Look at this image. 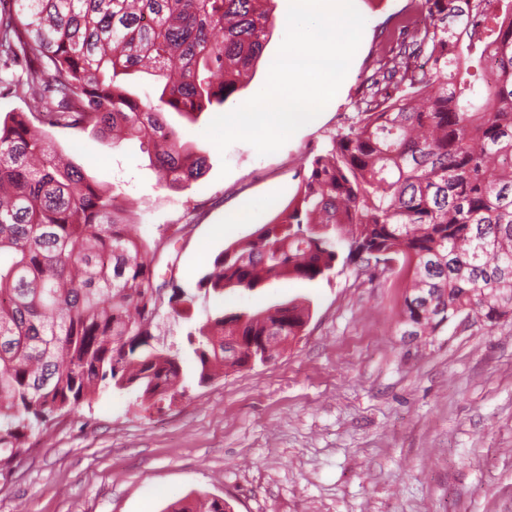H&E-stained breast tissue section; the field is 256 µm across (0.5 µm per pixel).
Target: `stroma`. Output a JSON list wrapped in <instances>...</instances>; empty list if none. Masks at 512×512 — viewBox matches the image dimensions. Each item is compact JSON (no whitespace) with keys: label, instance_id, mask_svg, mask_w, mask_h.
Masks as SVG:
<instances>
[{"label":"stroma","instance_id":"35a3bbf8","mask_svg":"<svg viewBox=\"0 0 512 512\" xmlns=\"http://www.w3.org/2000/svg\"><path fill=\"white\" fill-rule=\"evenodd\" d=\"M404 0H355L362 41L337 93L280 150L245 142L219 152L204 137L212 113L185 124L208 158L181 190L162 187L138 142L50 129L62 153L104 186L121 184L129 224L147 241H175L156 263L196 300L188 317L161 311L152 333L184 349L208 312L310 304L304 332L267 363L206 384L183 356L186 390L142 405L111 391L50 420L11 468L0 470V512H163L178 497L228 500L234 512H512V320L456 319L404 338L405 278H367L353 266L313 283L280 280L223 298L196 283L216 254L281 212L308 158L344 127L361 74ZM289 0H271L276 26L234 98L264 85L284 38ZM229 173H222V165ZM254 211L231 224L229 209Z\"/></svg>","mask_w":512,"mask_h":512}]
</instances>
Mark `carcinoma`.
Returning <instances> with one entry per match:
<instances>
[{
    "instance_id": "1",
    "label": "carcinoma",
    "mask_w": 512,
    "mask_h": 512,
    "mask_svg": "<svg viewBox=\"0 0 512 512\" xmlns=\"http://www.w3.org/2000/svg\"><path fill=\"white\" fill-rule=\"evenodd\" d=\"M270 0H10L0 62L22 59L12 82L27 111L0 121V467L57 414L104 392L175 398L179 352L152 334L160 289L178 315L194 302L157 282L160 244L126 232L128 198L60 156L44 126L119 132L152 147L159 184L184 188L207 158L171 122L223 106L262 56ZM417 55L383 51L378 73L405 86L389 99L370 85L366 107L310 161L288 206L217 254L204 294L252 291L282 278L315 282L336 264L412 276L403 335L431 334L464 311L512 319V0H427ZM157 85L140 96L128 76ZM230 317L219 310L188 333L199 383L251 359L260 336L300 335L309 306L290 301ZM243 336L224 363V340ZM233 512L186 496L165 512Z\"/></svg>"
}]
</instances>
